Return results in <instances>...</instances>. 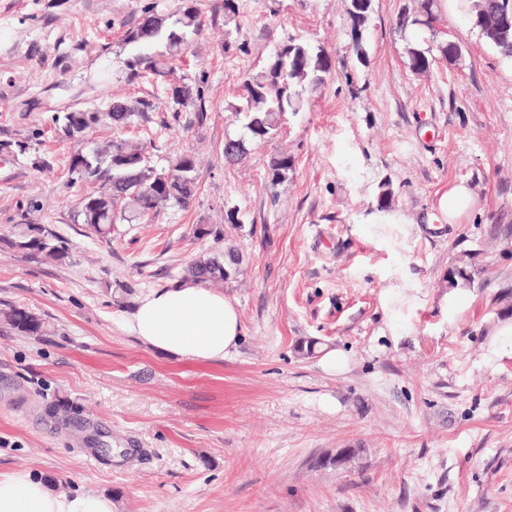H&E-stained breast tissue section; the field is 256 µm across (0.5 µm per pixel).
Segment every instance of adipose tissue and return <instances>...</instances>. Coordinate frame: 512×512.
I'll list each match as a JSON object with an SVG mask.
<instances>
[{"mask_svg": "<svg viewBox=\"0 0 512 512\" xmlns=\"http://www.w3.org/2000/svg\"><path fill=\"white\" fill-rule=\"evenodd\" d=\"M360 231L379 247L411 250L413 229L394 211L363 217ZM383 298L390 324H397L414 300L407 266L395 262ZM126 328L151 350L193 362L218 361L234 351L242 335L237 308L203 284L178 282L142 296L125 319ZM0 512H113L111 496L91 491L61 493L50 478L33 471L0 474Z\"/></svg>", "mask_w": 512, "mask_h": 512, "instance_id": "ef3b65f1", "label": "adipose tissue"}]
</instances>
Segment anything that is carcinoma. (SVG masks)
Here are the masks:
<instances>
[{"label":"carcinoma","instance_id":"cac0c4a2","mask_svg":"<svg viewBox=\"0 0 512 512\" xmlns=\"http://www.w3.org/2000/svg\"><path fill=\"white\" fill-rule=\"evenodd\" d=\"M434 0H421L419 10L402 14L396 26L401 31L420 32L434 28L437 16ZM507 14L512 24V0H470L468 18ZM348 14L352 23L351 38L356 59L365 63L368 51L364 32L369 12L357 9L350 0ZM204 26V19L195 0H181L175 10L168 12L154 2L141 9L138 24L125 33V44L134 46L126 60L128 77L136 80L144 76L165 80L173 69V62L181 57L189 41ZM487 42L504 59H512V28L496 38L485 36ZM409 68L424 74L432 68L435 56L431 49L412 41L406 50ZM331 69V59L325 50L304 41L288 39L274 48V57L267 68L247 78L243 93L228 110L238 116L254 142L276 135L282 117L297 113L311 101L325 82ZM173 111L177 112L202 99V90L187 83L167 87ZM152 108L146 100L114 99L104 110L66 112L54 117L62 124L70 138L79 139L99 125L124 129ZM293 158L287 154L271 157L267 178L277 185L283 182ZM70 169L85 181L100 182V187L86 194L79 202L77 218L96 237L109 242L117 220L127 222L154 216L168 205L187 207L195 193L197 168L190 155L177 156L167 169L150 164L145 147L136 141L116 139L97 145L89 153L72 157ZM39 224H19L11 246L42 255L52 261L68 257V247L53 235L45 240L35 237ZM224 262L215 258L198 259L188 267L187 279L204 285L224 282L231 272L223 270ZM3 319L16 331L27 336H46V322L26 307L11 306L3 311Z\"/></svg>","mask_w":512,"mask_h":512}]
</instances>
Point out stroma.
Listing matches in <instances>:
<instances>
[{
    "label": "stroma",
    "mask_w": 512,
    "mask_h": 512,
    "mask_svg": "<svg viewBox=\"0 0 512 512\" xmlns=\"http://www.w3.org/2000/svg\"><path fill=\"white\" fill-rule=\"evenodd\" d=\"M147 2L0 0V309L50 328L0 320V473L43 472L114 512H512V62L441 11L425 41H458L461 58L415 74L396 18L418 0H372L364 64L348 0H236L231 28L223 0H197L205 26L170 79L203 103L176 112L163 86L127 77L124 34ZM291 38L331 56L325 84L226 164L241 131L228 103ZM116 98L152 103L125 135L153 166L190 155L198 179L188 207L118 223L107 243L77 220L93 185L70 163L114 132L73 140L53 118ZM281 152L294 167L273 186ZM462 180L477 207L451 224L438 202ZM385 188L419 229L417 306L395 333L389 255L355 229ZM18 224L68 242L69 259L12 248ZM199 224L224 243L195 238ZM228 242L240 272L217 290L241 316L235 351L182 360L126 330L140 297ZM458 266L468 287L448 285ZM310 339L315 354H299ZM342 448L352 460L331 464ZM2 314L3 319L19 333L27 336L48 335L46 322L26 307L10 306Z\"/></svg>",
    "instance_id": "obj_1"
}]
</instances>
